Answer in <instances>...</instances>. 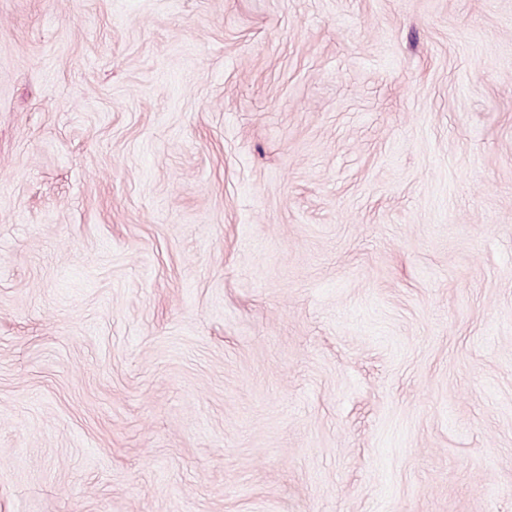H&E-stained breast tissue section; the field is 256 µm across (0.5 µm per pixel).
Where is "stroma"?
I'll return each instance as SVG.
<instances>
[{
  "label": "stroma",
  "instance_id": "stroma-1",
  "mask_svg": "<svg viewBox=\"0 0 512 512\" xmlns=\"http://www.w3.org/2000/svg\"><path fill=\"white\" fill-rule=\"evenodd\" d=\"M0 512H512V0H0Z\"/></svg>",
  "mask_w": 512,
  "mask_h": 512
}]
</instances>
